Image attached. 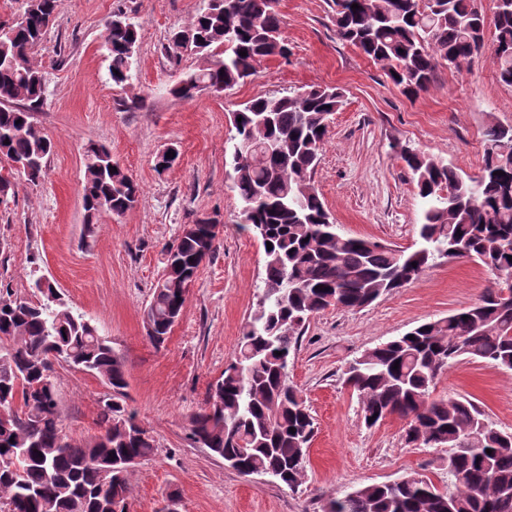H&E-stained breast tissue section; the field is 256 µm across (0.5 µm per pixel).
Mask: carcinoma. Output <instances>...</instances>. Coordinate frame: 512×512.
I'll use <instances>...</instances> for the list:
<instances>
[{"mask_svg": "<svg viewBox=\"0 0 512 512\" xmlns=\"http://www.w3.org/2000/svg\"><path fill=\"white\" fill-rule=\"evenodd\" d=\"M332 4L336 35L382 65L410 96L427 91L439 67L457 68L485 46L487 22L476 0ZM61 5L35 0L23 20L0 26V155L25 167L0 174L1 197L16 177L38 181L52 149L33 121L45 104V81L30 51ZM282 24L279 0H204L193 22L170 34V49L203 60L173 93L192 98L207 87L224 91L254 75L262 61L286 56ZM493 25L499 76L512 86V5L496 7ZM138 38L134 24L106 22L108 74L116 85L130 78ZM342 104L340 89L310 87L256 97L233 112L229 165L240 223L272 249L264 250L260 303L243 326L234 360L192 416L191 437L247 475L298 487L315 426L288 366L306 323L331 306L363 309L454 252L496 275L479 302L367 349L344 379L364 421L374 426L397 414L409 421L407 443L448 449L442 461L448 483L439 487L414 473L404 483L368 484L332 498L323 512H448L450 502L455 512H512V432L485 423L469 399L432 397L435 381L455 362L512 370V165L500 163V150H512V127H486L480 179L420 150H401L423 204L421 243L407 252L339 234L314 186L328 122ZM84 167L87 223L103 211L123 214L135 206L139 184L105 147L88 142ZM217 243L216 222L201 219L183 225L165 248L163 273L144 309L155 345L164 344L179 321ZM35 288L36 299L9 293L0 309V512H126L130 474L157 445L124 406L125 359L51 284L38 278ZM57 363L95 375L111 389L99 401V434L80 441L63 435Z\"/></svg>", "mask_w": 512, "mask_h": 512, "instance_id": "1", "label": "carcinoma"}]
</instances>
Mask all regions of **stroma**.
Here are the masks:
<instances>
[{
  "instance_id": "obj_1",
  "label": "stroma",
  "mask_w": 512,
  "mask_h": 512,
  "mask_svg": "<svg viewBox=\"0 0 512 512\" xmlns=\"http://www.w3.org/2000/svg\"><path fill=\"white\" fill-rule=\"evenodd\" d=\"M201 0H63L32 60L46 78V104L36 125L53 140L43 179H16L0 199V289L32 297L47 278L126 361L125 407L154 436L158 451L131 476L127 512H162L176 493L179 512H323L326 502L372 483L441 470L442 448L406 444V418L366 426L344 383L349 362L412 327L477 303L494 276L468 259H438L415 281L361 310L331 307L307 322L288 368L314 418L304 482L297 488L243 475L188 437L190 416L233 360L256 308L264 250L239 226L231 188L233 111L259 95L284 96L333 86L344 104L328 129L314 184L343 235L400 250L419 244L423 205L401 160L410 147L478 175L489 123L512 126V87L498 77L492 48L462 69L440 67L429 89L410 97L381 65L339 40L331 0H280L287 57L261 62L247 83L191 99L172 94L196 56L168 47L170 33L191 24ZM134 22L140 39L132 78H108L105 24L115 12ZM105 146L141 187L135 207L85 222L83 148ZM180 157L164 173L158 152ZM211 217L218 248L200 267L183 314L162 346L147 337L144 309L160 277L164 247L183 225ZM65 433L76 440L99 431L94 375L57 365ZM434 398H467L494 427L512 431V370L462 361L438 378Z\"/></svg>"
}]
</instances>
